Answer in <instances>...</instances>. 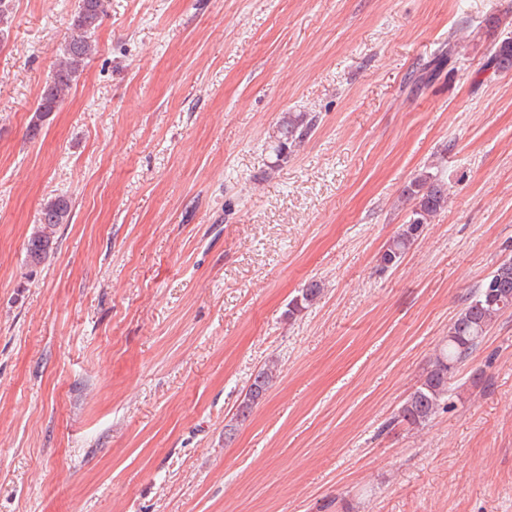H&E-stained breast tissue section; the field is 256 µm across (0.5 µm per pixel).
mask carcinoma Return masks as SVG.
Returning <instances> with one entry per match:
<instances>
[{"label": "carcinoma", "instance_id": "carcinoma-1", "mask_svg": "<svg viewBox=\"0 0 512 512\" xmlns=\"http://www.w3.org/2000/svg\"><path fill=\"white\" fill-rule=\"evenodd\" d=\"M106 12V0H78L69 32L60 48L51 78L42 88L28 135L36 139L43 123L63 103L76 84L87 60L95 53L93 35ZM491 63L498 69L512 70V40L500 42L493 50ZM315 117L307 112H286L269 136L268 146L276 159L283 161L315 129ZM407 206V220L380 252L378 262L384 269L398 266L422 236L426 226L448 208V183L426 167L415 175L402 194ZM70 199L58 194L45 200L38 213L28 243L30 264L38 266L54 254L55 236L61 224L70 221ZM322 282L309 281L288 303V318L292 319L321 299ZM512 313V257L500 262L466 298L465 303L448 324L443 337L430 359L419 385L407 396L397 421L410 429H422L440 413L448 410V384L460 372L482 345L492 325L507 313ZM279 378L278 364L270 359L254 374L239 402L235 420L246 421L254 406L262 400Z\"/></svg>", "mask_w": 512, "mask_h": 512}]
</instances>
